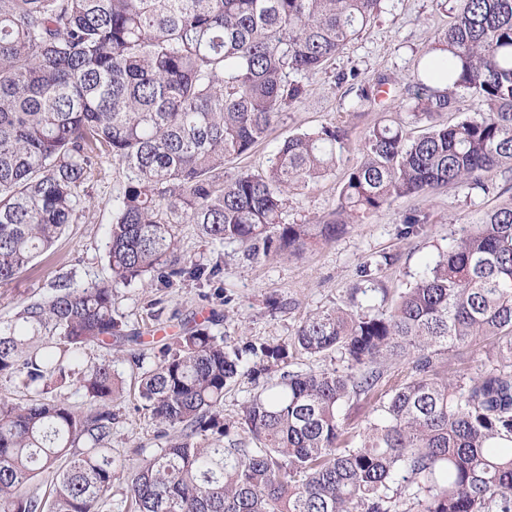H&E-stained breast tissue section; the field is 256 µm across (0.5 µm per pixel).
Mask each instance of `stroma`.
Wrapping results in <instances>:
<instances>
[{
    "instance_id": "obj_1",
    "label": "stroma",
    "mask_w": 512,
    "mask_h": 512,
    "mask_svg": "<svg viewBox=\"0 0 512 512\" xmlns=\"http://www.w3.org/2000/svg\"><path fill=\"white\" fill-rule=\"evenodd\" d=\"M455 6V0H383L374 23L325 70L307 80L303 99L285 108L263 141L228 164V174L266 169L290 134L346 125L350 141L343 166L290 195L282 218L289 224H304L330 212L341 191L345 167L359 159L358 144L378 118L361 105L360 82L383 75L398 80L412 76L434 35L451 23ZM103 167L104 174L87 186L89 197L79 220L68 225L55 244L12 283L0 288V324L13 318L22 301L51 295L58 275L69 276L75 288L109 279L106 252L112 198L123 176L113 170L111 161H104ZM488 185L485 192L449 186L423 198L399 199L370 218L347 225L332 242L298 255L257 261L247 259L238 242L206 240L196 225H179L181 252L195 263L218 266L219 273L209 286L187 279L169 288L137 282L116 289L118 317L128 327L141 329L144 344L140 364H115L123 381V392L112 404L116 415L112 454L117 467L112 493L100 512H126L124 489L129 474L162 444L157 427L137 409V377L141 369L155 366L161 344L175 343L184 328L204 321L230 348L287 344L300 323L316 312L348 308L356 302L373 314L390 312L400 294L446 251L464 224L477 221L487 209L512 197L511 175L492 174ZM414 209L428 212L430 222L419 234L401 237L402 220ZM385 255L393 256V263L382 268L377 281H362L361 262ZM258 364V359H248L242 375L224 393L230 439L239 436L234 423L244 405L272 382L268 375L253 376Z\"/></svg>"
}]
</instances>
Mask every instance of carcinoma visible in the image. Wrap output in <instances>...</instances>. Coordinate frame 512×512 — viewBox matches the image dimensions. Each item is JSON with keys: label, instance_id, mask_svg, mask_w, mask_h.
I'll return each mask as SVG.
<instances>
[{"label": "carcinoma", "instance_id": "carcinoma-1", "mask_svg": "<svg viewBox=\"0 0 512 512\" xmlns=\"http://www.w3.org/2000/svg\"><path fill=\"white\" fill-rule=\"evenodd\" d=\"M382 0H0V287L74 223L105 159L122 171L112 199L111 278L65 281L0 326V375L30 392L0 396V512H99L112 490L114 362H140V336L114 316L116 287L185 276L209 282L177 246L192 223L233 240L250 260L336 239L353 219L451 186L485 188L512 173V0H459L408 86L410 137L384 112L380 76L358 88L382 116L347 167L336 208L288 224V195L343 161L341 125L289 135L262 172L225 174L264 139L313 76L378 16ZM462 92L476 112L441 121ZM414 210L403 235L429 223ZM108 345L113 360L89 362ZM473 348L479 366L448 374L443 356ZM292 346L341 352L349 371L286 370L285 344L227 350L196 325L142 372L139 409L166 439L128 476L130 512H512V198L454 238L389 313L360 305L315 313ZM259 376L283 367L236 428L258 443L230 448L222 404L243 358ZM409 364L385 379L381 361ZM79 383L93 408L55 391ZM377 399L355 447L338 414ZM60 461L44 498L26 488Z\"/></svg>", "mask_w": 512, "mask_h": 512}]
</instances>
